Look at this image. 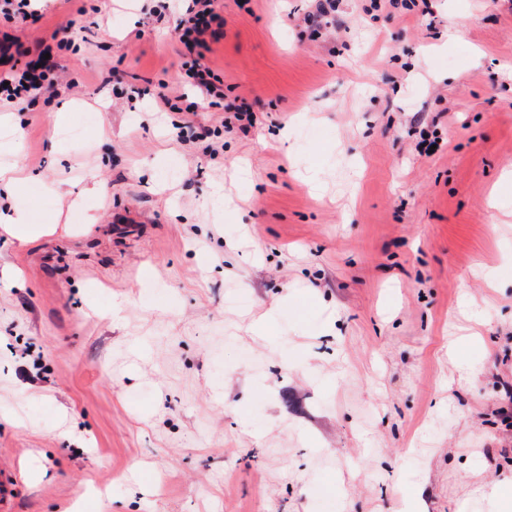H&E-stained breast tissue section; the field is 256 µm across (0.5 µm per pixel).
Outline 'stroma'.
Listing matches in <instances>:
<instances>
[{
  "instance_id": "1",
  "label": "stroma",
  "mask_w": 512,
  "mask_h": 512,
  "mask_svg": "<svg viewBox=\"0 0 512 512\" xmlns=\"http://www.w3.org/2000/svg\"><path fill=\"white\" fill-rule=\"evenodd\" d=\"M152 4L0 19L22 63L82 27L57 97L0 108V168L26 179L0 209L56 227L0 236V512H394L396 484L427 512H491L493 482L512 500V0H340L319 38L307 0H222L203 62L246 133L159 107L188 90L187 3ZM417 112L439 120L430 157Z\"/></svg>"
}]
</instances>
